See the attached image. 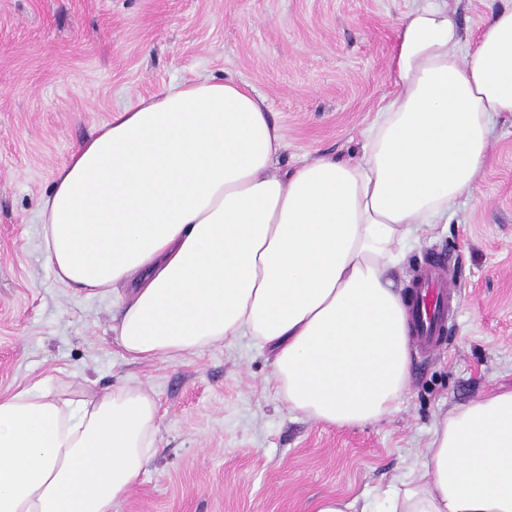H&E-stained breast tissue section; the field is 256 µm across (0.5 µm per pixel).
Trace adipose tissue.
Returning a JSON list of instances; mask_svg holds the SVG:
<instances>
[{"instance_id":"ef3b65f1","label":"adipose tissue","mask_w":512,"mask_h":512,"mask_svg":"<svg viewBox=\"0 0 512 512\" xmlns=\"http://www.w3.org/2000/svg\"><path fill=\"white\" fill-rule=\"evenodd\" d=\"M394 90L357 159L277 169L281 129L246 83L198 77L113 113L41 204V248L68 288L121 292L128 360L241 337L273 354L290 412L341 428L404 396V247L446 224L512 115V0L472 39L446 0L395 29ZM143 389L44 380L0 394V512H112L156 453ZM385 512H512V388L437 425Z\"/></svg>"}]
</instances>
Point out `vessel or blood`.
Masks as SVG:
<instances>
[{"label": "vessel or blood", "mask_w": 512, "mask_h": 512, "mask_svg": "<svg viewBox=\"0 0 512 512\" xmlns=\"http://www.w3.org/2000/svg\"><path fill=\"white\" fill-rule=\"evenodd\" d=\"M448 276L447 262L436 258L424 265L413 282L415 341L425 353L437 348L448 320V300L452 294Z\"/></svg>", "instance_id": "1"}]
</instances>
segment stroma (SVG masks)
Here are the masks:
<instances>
[{
    "label": "stroma",
    "mask_w": 512,
    "mask_h": 512,
    "mask_svg": "<svg viewBox=\"0 0 512 512\" xmlns=\"http://www.w3.org/2000/svg\"><path fill=\"white\" fill-rule=\"evenodd\" d=\"M412 0H0V393L45 377L143 388L158 406L154 463L112 512H311L373 499L422 459L456 407L512 386V119L455 217L420 232L456 288L448 344L410 351L407 392L379 422L339 428L289 412L249 338L131 362L118 296L62 287L40 245V203L113 111L206 74L250 85L282 129L281 166L356 157L393 89L395 26ZM358 500H348L343 496H328L317 500L313 505L312 512H375L371 511V505L363 501L360 511L356 509Z\"/></svg>",
    "instance_id": "stroma-1"
}]
</instances>
